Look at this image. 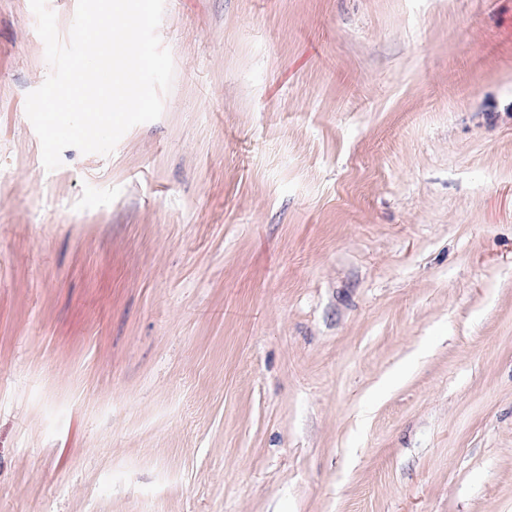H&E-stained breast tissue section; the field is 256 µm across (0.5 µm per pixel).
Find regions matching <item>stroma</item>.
Instances as JSON below:
<instances>
[{"label": "stroma", "mask_w": 512, "mask_h": 512, "mask_svg": "<svg viewBox=\"0 0 512 512\" xmlns=\"http://www.w3.org/2000/svg\"><path fill=\"white\" fill-rule=\"evenodd\" d=\"M163 113L46 170L0 0V512H512V0H164Z\"/></svg>", "instance_id": "35a3bbf8"}]
</instances>
